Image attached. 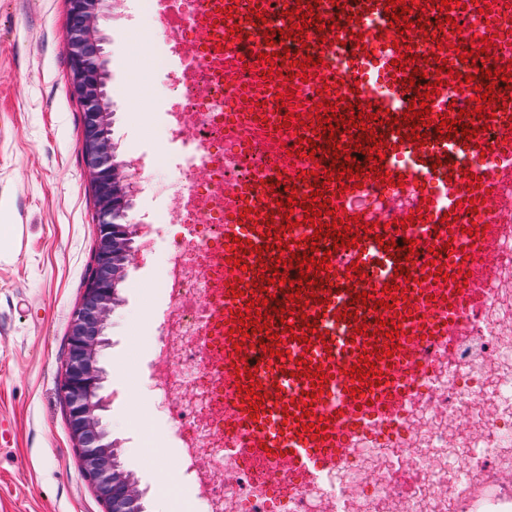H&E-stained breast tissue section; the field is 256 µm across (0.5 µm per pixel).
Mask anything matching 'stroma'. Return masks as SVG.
I'll list each match as a JSON object with an SVG mask.
<instances>
[{
    "instance_id": "stroma-1",
    "label": "stroma",
    "mask_w": 512,
    "mask_h": 512,
    "mask_svg": "<svg viewBox=\"0 0 512 512\" xmlns=\"http://www.w3.org/2000/svg\"><path fill=\"white\" fill-rule=\"evenodd\" d=\"M67 0H0V512H104L82 475L70 436L61 382L68 356L70 315L81 302L97 248L94 198L81 153V107L69 91L65 51ZM106 38L112 141L121 160L141 157L144 167L130 216L154 214L150 251L133 256L118 287L119 304L102 355L110 402L103 414L119 443L123 469L145 490L146 512H179L156 488L177 468L180 450L173 421L153 416L159 461L133 435L139 398L150 389V366L163 354L160 325L172 307L154 257L185 234L164 215L174 206L184 176L176 167L181 142L164 135L169 90L162 76L145 86L153 107L142 113L127 93L138 72L157 56L134 32L162 33L155 13L138 0H112L100 22ZM167 354V353H164ZM177 362V353L167 354Z\"/></svg>"
}]
</instances>
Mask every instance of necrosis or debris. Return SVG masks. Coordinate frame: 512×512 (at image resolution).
<instances>
[{
	"label": "necrosis or debris",
	"instance_id": "1",
	"mask_svg": "<svg viewBox=\"0 0 512 512\" xmlns=\"http://www.w3.org/2000/svg\"><path fill=\"white\" fill-rule=\"evenodd\" d=\"M223 0H178L177 14L194 52L188 71L169 72L175 91L165 112L169 140L185 139L184 172H209L206 186L187 184L168 223L196 224L192 238L170 253L166 291L175 313L161 325L166 349L179 365L155 361L152 377L160 402L176 423L182 450L180 477L194 497L183 512H268L262 488L276 485L278 470L232 473L224 463V187L251 189L243 155L263 165L265 154L253 150L247 113L267 124L272 144L288 142L310 150L302 133L282 134L277 93L286 78L262 80L255 70L235 80L224 78ZM497 261L498 280L489 290L476 330L451 350V377L432 391L436 405L419 407L403 433L410 457L426 473L415 495L396 499L389 489L390 455L380 442L356 448L355 468L345 480L358 494L345 512H512V224L505 225ZM467 465L469 483L458 481V465Z\"/></svg>",
	"mask_w": 512,
	"mask_h": 512
}]
</instances>
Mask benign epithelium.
I'll list each match as a JSON object with an SVG mask.
<instances>
[{"label": "benign epithelium", "instance_id": "7a95c632", "mask_svg": "<svg viewBox=\"0 0 512 512\" xmlns=\"http://www.w3.org/2000/svg\"><path fill=\"white\" fill-rule=\"evenodd\" d=\"M66 51L71 60L70 92L81 106V151L96 204L98 248L81 304L69 325V349L62 392L70 435L84 462V474L105 505V512H144V492L120 469L116 443L108 440L101 412L109 402L103 394L105 372L99 354L125 266L143 246H135L139 225L129 220L137 186L123 173L131 161L115 159L107 126L112 124L105 90L107 60L99 22L105 0H68Z\"/></svg>", "mask_w": 512, "mask_h": 512}]
</instances>
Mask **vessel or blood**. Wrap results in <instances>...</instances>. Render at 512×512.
<instances>
[{"label": "vessel or blood", "mask_w": 512, "mask_h": 512, "mask_svg": "<svg viewBox=\"0 0 512 512\" xmlns=\"http://www.w3.org/2000/svg\"><path fill=\"white\" fill-rule=\"evenodd\" d=\"M353 19H346L344 8H330V0H280L281 11L289 12L290 25L307 22L305 32L282 37L275 45L265 44L259 30H251L245 40L225 39L224 74L232 76L242 65L256 63V50L273 54L292 72H308L307 82L295 86L298 97L320 104L321 115L329 114V101L344 96L342 117H349L351 106H369L373 121L365 128H338L326 134L318 117L299 113L306 130L316 137L322 148L321 163L310 157L297 158L276 151L264 168L255 170L253 181L257 192L245 195L235 187H225L224 208V282L239 285L240 295H224V328L237 330L236 317L245 309L258 290L260 265H273L279 256L278 245H286L295 254H308L322 260L316 246L305 245L313 235L312 227H304L302 235L282 230L274 236L270 227H280L279 193L273 183L282 174L319 171L328 175L337 147L354 152L351 140L362 137L364 130L381 136L385 158L376 167L391 174V204L386 217L388 226L372 225L371 212L358 200L370 196L381 181L370 172L371 161L361 160L358 188L341 192L338 182L328 180L319 198L338 205V219L355 215L368 222L352 247L337 250L328 269L316 277L315 285L299 280L298 268L288 271L289 283L279 288L273 302L276 308L289 307L288 296L297 293L305 302L304 311H293L285 319L268 320L267 331L278 333L284 342L281 359L265 357L248 363L247 352L235 349L232 339L224 341V456L240 469L248 470L264 462L273 464L288 481L289 487L327 488V497L343 503L348 495L344 483L336 482L350 461L349 449L356 442L371 436H391L402 432L409 415L421 402L422 385L448 363V351L456 337L469 335L475 317L487 299L497 275L494 257L497 253L505 210L512 209V96H506L504 79L512 80V38L484 22L482 9L495 6L504 11L506 0H461L453 9L441 10L438 0L426 8H412L407 18L413 27L410 37H402L401 24L387 13L385 0H356ZM473 20L472 34L489 37L493 45L488 51L487 65L505 66L504 78L474 77L475 84L495 86L497 93L491 105L494 118L488 131H480V118L470 114L474 91L457 90L455 84H443L428 100L433 120L440 116L464 118L473 126L472 137L455 133L440 137L433 126L427 127V140L416 153H409L410 125H399L411 106L407 98L409 71L399 70L395 58L413 55L420 43L436 45L445 41L437 56L418 60L419 70L439 77L440 65L454 73L469 75L454 46L459 33L451 22L462 17ZM441 23L439 37L425 32L426 21ZM348 46H371V53L360 52L337 59L335 67L317 63L324 51L336 49L338 41ZM471 75V74H470ZM389 115V123H381L379 115ZM474 173L475 187H467L465 176ZM449 225H441V218ZM405 227H398V220ZM477 224V235L466 231ZM416 242L413 256H406L401 247L405 239ZM357 264L359 277H351L347 267ZM412 273V281L397 275V267ZM464 271L467 284L443 281V274ZM395 283L397 290L391 308H375L355 303L356 294L367 290L383 291L386 283ZM400 331L399 349H391L390 338L379 333L376 319ZM365 320L367 336L355 332L357 320ZM391 351V359L373 360L372 351ZM321 367L323 381L299 373V361ZM378 369L369 386L350 393L352 383L347 371L358 368L367 373ZM321 391L312 406H305L306 394L313 385ZM254 388L262 402L258 412H251L245 399V388ZM321 428L320 436L307 432L308 424ZM408 448L397 450L390 471L394 493L402 499L411 498L424 476L422 468L405 465Z\"/></svg>", "instance_id": "obj_1"}]
</instances>
